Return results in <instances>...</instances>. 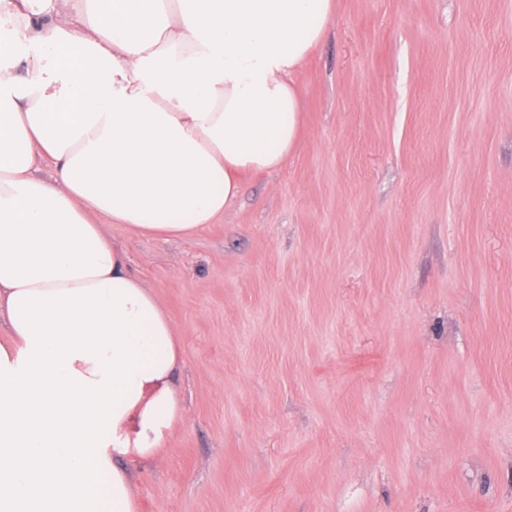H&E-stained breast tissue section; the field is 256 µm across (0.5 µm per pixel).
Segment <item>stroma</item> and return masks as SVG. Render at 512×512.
I'll return each mask as SVG.
<instances>
[{
	"mask_svg": "<svg viewBox=\"0 0 512 512\" xmlns=\"http://www.w3.org/2000/svg\"><path fill=\"white\" fill-rule=\"evenodd\" d=\"M299 145L193 239L137 512H512V0H334Z\"/></svg>",
	"mask_w": 512,
	"mask_h": 512,
	"instance_id": "obj_1",
	"label": "stroma"
}]
</instances>
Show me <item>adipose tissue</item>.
I'll use <instances>...</instances> for the list:
<instances>
[{"label":"adipose tissue","instance_id":"obj_1","mask_svg":"<svg viewBox=\"0 0 512 512\" xmlns=\"http://www.w3.org/2000/svg\"><path fill=\"white\" fill-rule=\"evenodd\" d=\"M333 0H0V512H134L182 349L109 236L187 240L282 168Z\"/></svg>","mask_w":512,"mask_h":512}]
</instances>
